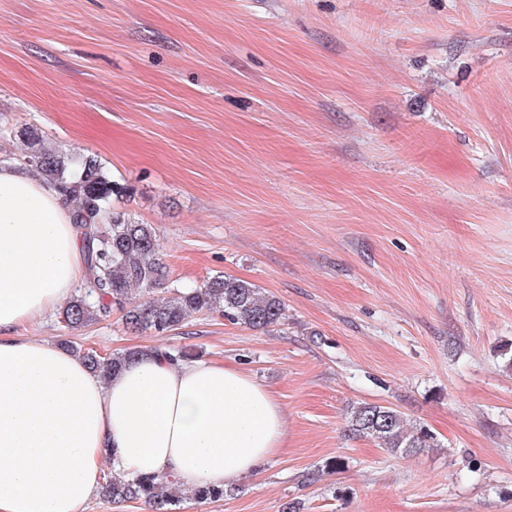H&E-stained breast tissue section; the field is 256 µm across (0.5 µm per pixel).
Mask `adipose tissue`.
Masks as SVG:
<instances>
[{
    "mask_svg": "<svg viewBox=\"0 0 512 512\" xmlns=\"http://www.w3.org/2000/svg\"><path fill=\"white\" fill-rule=\"evenodd\" d=\"M83 274L64 197L0 165V512H81L108 468L223 486L281 448V405L235 367L147 352L104 381L62 346L17 335Z\"/></svg>",
    "mask_w": 512,
    "mask_h": 512,
    "instance_id": "ef3b65f1",
    "label": "adipose tissue"
}]
</instances>
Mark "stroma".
I'll return each instance as SVG.
<instances>
[{"label": "stroma", "instance_id": "35a3bbf8", "mask_svg": "<svg viewBox=\"0 0 512 512\" xmlns=\"http://www.w3.org/2000/svg\"><path fill=\"white\" fill-rule=\"evenodd\" d=\"M1 118L97 155L172 287L285 305L266 332L20 327L192 346L271 390L282 448L176 512H512V0H0ZM362 402L439 447L348 438Z\"/></svg>", "mask_w": 512, "mask_h": 512}]
</instances>
